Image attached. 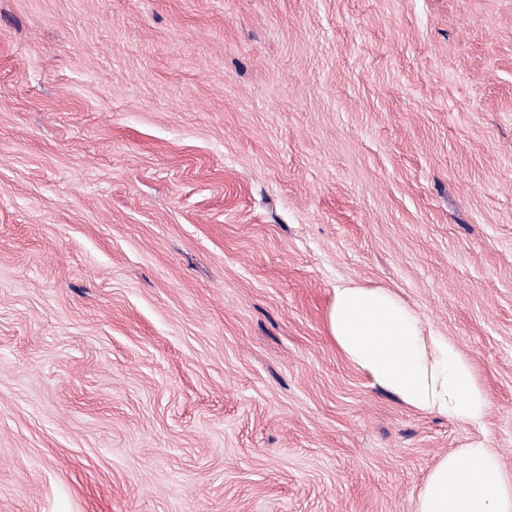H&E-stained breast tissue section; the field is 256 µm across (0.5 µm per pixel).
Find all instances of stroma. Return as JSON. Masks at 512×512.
Segmentation results:
<instances>
[{
	"instance_id": "stroma-1",
	"label": "stroma",
	"mask_w": 512,
	"mask_h": 512,
	"mask_svg": "<svg viewBox=\"0 0 512 512\" xmlns=\"http://www.w3.org/2000/svg\"><path fill=\"white\" fill-rule=\"evenodd\" d=\"M483 429L337 349V283ZM512 474V0H0V512H416ZM326 323L343 356L408 408L484 425L490 400L470 360L392 291L338 284ZM416 512H512V476L484 444L444 455L427 475Z\"/></svg>"
}]
</instances>
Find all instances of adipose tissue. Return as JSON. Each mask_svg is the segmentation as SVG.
I'll return each instance as SVG.
<instances>
[{
    "label": "adipose tissue",
    "instance_id": "ef3b65f1",
    "mask_svg": "<svg viewBox=\"0 0 512 512\" xmlns=\"http://www.w3.org/2000/svg\"><path fill=\"white\" fill-rule=\"evenodd\" d=\"M326 323L343 356L408 408L484 425L490 400L470 360L392 291L338 284ZM416 512H512V476L485 445L454 450L427 475Z\"/></svg>",
    "mask_w": 512,
    "mask_h": 512
}]
</instances>
